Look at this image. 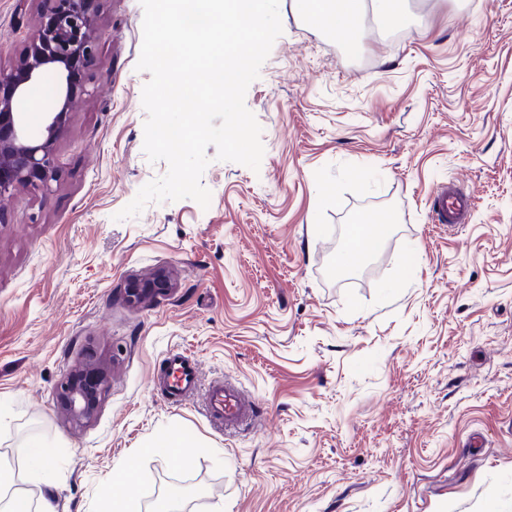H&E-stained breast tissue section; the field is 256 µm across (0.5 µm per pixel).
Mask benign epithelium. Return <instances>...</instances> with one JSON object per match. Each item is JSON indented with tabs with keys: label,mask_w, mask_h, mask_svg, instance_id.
Wrapping results in <instances>:
<instances>
[{
	"label": "benign epithelium",
	"mask_w": 512,
	"mask_h": 512,
	"mask_svg": "<svg viewBox=\"0 0 512 512\" xmlns=\"http://www.w3.org/2000/svg\"><path fill=\"white\" fill-rule=\"evenodd\" d=\"M92 2L45 0L37 34L19 54L13 71L6 75L0 73V198L18 187L45 189L54 180V142L75 98L72 74L90 62L98 49ZM49 66L66 73L65 88L58 111L48 115L46 135L33 139L26 133L18 105L33 81ZM172 288L171 275L161 271L130 282L127 297L134 304H147ZM108 378L106 362L87 359L57 386V397L73 421L85 423L93 419L98 395Z\"/></svg>",
	"instance_id": "7a95c632"
}]
</instances>
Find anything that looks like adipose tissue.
<instances>
[{"label":"adipose tissue","mask_w":512,"mask_h":512,"mask_svg":"<svg viewBox=\"0 0 512 512\" xmlns=\"http://www.w3.org/2000/svg\"><path fill=\"white\" fill-rule=\"evenodd\" d=\"M297 4L317 22L352 37L366 14H374L385 27L397 25L404 16L403 0H297Z\"/></svg>","instance_id":"adipose-tissue-1"}]
</instances>
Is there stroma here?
<instances>
[{"label": "stroma", "mask_w": 512, "mask_h": 512, "mask_svg": "<svg viewBox=\"0 0 512 512\" xmlns=\"http://www.w3.org/2000/svg\"><path fill=\"white\" fill-rule=\"evenodd\" d=\"M42 8L0 0V71ZM279 13L245 96L259 170L208 147V208L119 221L168 165L143 149L140 2L95 0L56 178L0 199V463L31 507L50 492L57 512H106L131 463L136 512L174 485L181 512H512V0H407L354 50L295 0ZM55 87L46 73L20 103L33 137ZM444 182L475 198L457 227L432 221ZM380 217L383 248L337 283L341 246ZM161 269L173 291L130 303L128 282ZM173 348L201 385L237 381L254 426L225 432L200 400L163 395ZM91 356L112 368L78 425L56 388ZM164 432L192 442L191 465L152 448ZM33 439L39 469L20 451Z\"/></svg>", "instance_id": "35a3bbf8"}]
</instances>
